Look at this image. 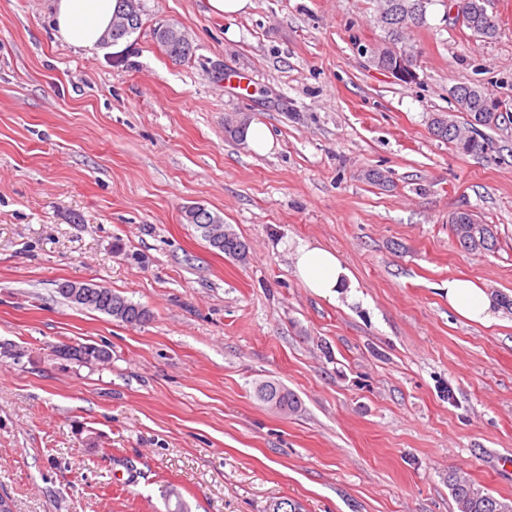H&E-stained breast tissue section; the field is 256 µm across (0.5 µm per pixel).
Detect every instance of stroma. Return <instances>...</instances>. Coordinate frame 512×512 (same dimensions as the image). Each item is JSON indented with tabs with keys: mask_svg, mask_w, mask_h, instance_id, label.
Segmentation results:
<instances>
[{
	"mask_svg": "<svg viewBox=\"0 0 512 512\" xmlns=\"http://www.w3.org/2000/svg\"><path fill=\"white\" fill-rule=\"evenodd\" d=\"M112 53L54 37L51 0H0V494L13 512H457L448 474L512 499V311L448 306L468 277L512 297V0L478 38L434 0L405 44L416 81L372 66L376 0H141ZM189 38L171 59L154 30ZM501 99L495 147L432 135L453 87ZM267 125L264 155L228 122ZM388 173L387 186L367 182ZM222 217L246 263L183 210ZM467 211L494 251L449 228ZM335 250L361 299L303 288L289 242ZM145 306L131 327L59 283ZM94 344L110 358L61 359ZM271 381L299 410L258 400ZM157 31L171 41L180 43L189 42V39L186 36V34L180 30L173 29L170 27L159 26L157 28ZM155 35L157 42L163 47L166 54L172 59L182 61L186 59L188 60L190 57H192L194 49L191 43L177 44L174 42H168L165 39L161 38L158 35V33H155ZM450 230L463 251L496 249L497 232L491 224H482L468 212H457L451 218ZM448 306L470 322L490 324L496 320L491 294L467 277L449 278Z\"/></svg>",
	"mask_w": 512,
	"mask_h": 512,
	"instance_id": "1",
	"label": "stroma"
}]
</instances>
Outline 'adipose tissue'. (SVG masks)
I'll return each instance as SVG.
<instances>
[{
    "label": "adipose tissue",
    "mask_w": 512,
    "mask_h": 512,
    "mask_svg": "<svg viewBox=\"0 0 512 512\" xmlns=\"http://www.w3.org/2000/svg\"><path fill=\"white\" fill-rule=\"evenodd\" d=\"M118 0H55V36L87 52L101 51L108 39ZM290 256L303 286L314 295L337 299L350 287L351 274L335 251L306 240L298 241ZM448 305L465 320L489 324L497 312L490 293L467 277L448 281Z\"/></svg>",
    "instance_id": "obj_1"
}]
</instances>
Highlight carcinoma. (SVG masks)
<instances>
[{
  "label": "carcinoma",
  "mask_w": 512,
  "mask_h": 512,
  "mask_svg": "<svg viewBox=\"0 0 512 512\" xmlns=\"http://www.w3.org/2000/svg\"><path fill=\"white\" fill-rule=\"evenodd\" d=\"M434 0H379L377 24L385 31L383 42L370 48L371 62L378 69L385 70L401 82L406 79L398 75L404 70L401 58L403 52L394 48L406 29L426 22L428 5ZM124 0H119L117 18L125 20V28L111 34L112 39L128 37L141 26V12L127 14L123 9ZM459 11L464 15L463 25L473 35L492 39L497 34L494 17L486 15V0H456ZM166 54L174 60L192 57V44H177L156 37ZM454 111L465 114L460 123L441 112L431 119L430 130L433 136L444 140L464 155H482L492 147L483 129L497 126L498 112H489L485 105L494 96L485 89L470 85H457L451 91ZM184 217L194 225L208 244L224 253L225 256L244 262L247 259L246 244L224 225L223 219L201 207L185 208ZM450 230L464 251H488L496 249L497 232L490 224H483L468 212H457L451 218ZM70 286L86 292L82 301H76L67 293H60L66 302L79 308H87L113 317L130 326L147 323L151 314L145 307L112 292L107 287L72 282ZM260 400L270 403L283 413L295 412L300 400L297 395L279 383L267 382L257 388ZM448 487L457 504L458 512H512V502L502 501L484 490L475 487L469 480L456 472L448 473Z\"/></svg>",
  "instance_id": "carcinoma-1"
}]
</instances>
